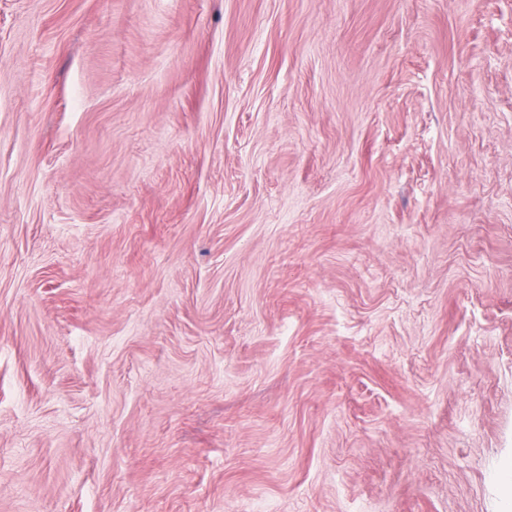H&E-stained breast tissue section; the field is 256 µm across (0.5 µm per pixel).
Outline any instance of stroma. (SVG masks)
Returning a JSON list of instances; mask_svg holds the SVG:
<instances>
[{
    "label": "stroma",
    "mask_w": 512,
    "mask_h": 512,
    "mask_svg": "<svg viewBox=\"0 0 512 512\" xmlns=\"http://www.w3.org/2000/svg\"><path fill=\"white\" fill-rule=\"evenodd\" d=\"M512 0H0V512H512Z\"/></svg>",
    "instance_id": "obj_1"
}]
</instances>
